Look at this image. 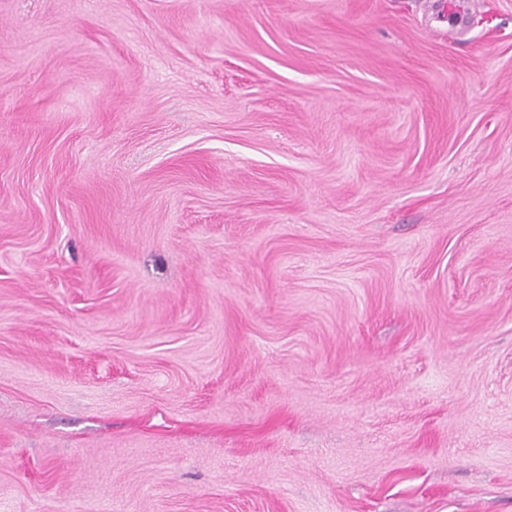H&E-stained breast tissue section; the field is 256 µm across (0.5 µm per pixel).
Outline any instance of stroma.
<instances>
[{
	"instance_id": "stroma-1",
	"label": "stroma",
	"mask_w": 512,
	"mask_h": 512,
	"mask_svg": "<svg viewBox=\"0 0 512 512\" xmlns=\"http://www.w3.org/2000/svg\"><path fill=\"white\" fill-rule=\"evenodd\" d=\"M0 0V512H512V0Z\"/></svg>"
}]
</instances>
